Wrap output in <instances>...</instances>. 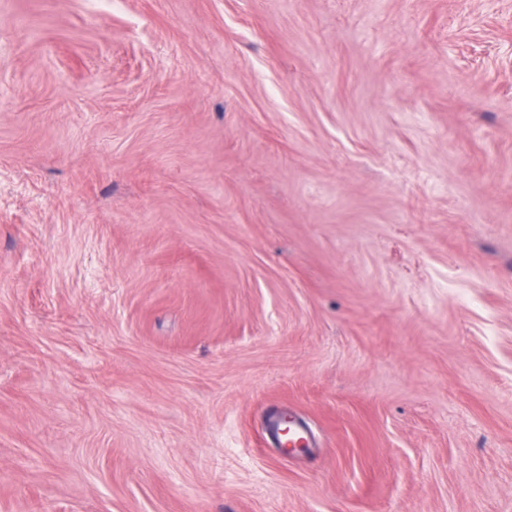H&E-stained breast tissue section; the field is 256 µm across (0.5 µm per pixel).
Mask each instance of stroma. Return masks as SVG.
I'll list each match as a JSON object with an SVG mask.
<instances>
[{"label": "stroma", "instance_id": "1", "mask_svg": "<svg viewBox=\"0 0 512 512\" xmlns=\"http://www.w3.org/2000/svg\"><path fill=\"white\" fill-rule=\"evenodd\" d=\"M0 512H512V0H0Z\"/></svg>", "mask_w": 512, "mask_h": 512}]
</instances>
